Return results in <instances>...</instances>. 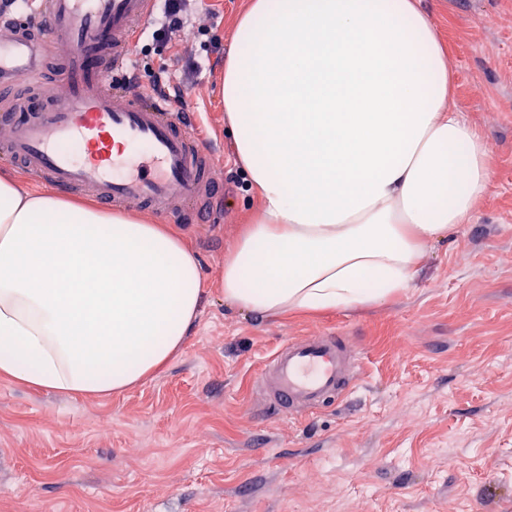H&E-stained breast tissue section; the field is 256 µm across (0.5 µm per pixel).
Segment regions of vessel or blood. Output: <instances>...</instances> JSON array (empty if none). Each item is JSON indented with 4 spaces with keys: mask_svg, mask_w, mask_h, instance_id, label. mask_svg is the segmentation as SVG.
I'll list each match as a JSON object with an SVG mask.
<instances>
[{
    "mask_svg": "<svg viewBox=\"0 0 512 512\" xmlns=\"http://www.w3.org/2000/svg\"><path fill=\"white\" fill-rule=\"evenodd\" d=\"M157 8L158 0H39L35 32L0 43V90L18 91L0 112L11 128L0 156L34 181L105 208L183 218L217 201V160L199 126L165 96L110 85ZM61 44L67 54L54 83L44 84ZM354 359L346 337L317 332L283 344L258 384L282 414L326 406L350 391Z\"/></svg>",
    "mask_w": 512,
    "mask_h": 512,
    "instance_id": "obj_1",
    "label": "vessel or blood"
}]
</instances>
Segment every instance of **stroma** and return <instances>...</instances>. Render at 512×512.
Returning a JSON list of instances; mask_svg holds the SVG:
<instances>
[{"mask_svg":"<svg viewBox=\"0 0 512 512\" xmlns=\"http://www.w3.org/2000/svg\"><path fill=\"white\" fill-rule=\"evenodd\" d=\"M249 0H191L205 36L143 34L132 60L181 88L221 163L215 220L176 230L203 267L202 317L156 377L116 396L0 380V512H512V0H422L448 46L457 111L488 141L489 192L405 291L332 313L259 318L220 286L259 199L220 97ZM347 336L354 388L272 415L256 380L278 348Z\"/></svg>","mask_w":512,"mask_h":512,"instance_id":"35a3bbf8","label":"stroma"}]
</instances>
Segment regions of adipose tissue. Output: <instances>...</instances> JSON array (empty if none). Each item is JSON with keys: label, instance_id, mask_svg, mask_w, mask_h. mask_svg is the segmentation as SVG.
<instances>
[{"label": "adipose tissue", "instance_id": "adipose-tissue-1", "mask_svg": "<svg viewBox=\"0 0 512 512\" xmlns=\"http://www.w3.org/2000/svg\"><path fill=\"white\" fill-rule=\"evenodd\" d=\"M233 41L224 121L261 207L224 258L225 300L264 317L406 288L491 177L419 0H250ZM201 297L167 225L0 176V378L124 393L181 351Z\"/></svg>", "mask_w": 512, "mask_h": 512}]
</instances>
